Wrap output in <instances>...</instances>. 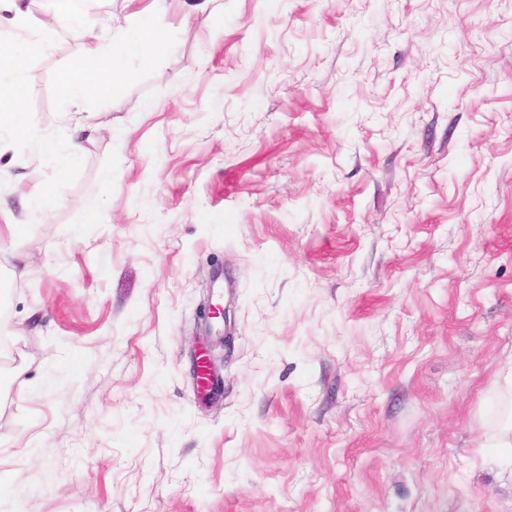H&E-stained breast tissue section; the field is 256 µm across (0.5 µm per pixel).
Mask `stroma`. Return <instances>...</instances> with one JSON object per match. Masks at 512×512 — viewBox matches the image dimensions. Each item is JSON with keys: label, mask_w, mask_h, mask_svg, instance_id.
<instances>
[{"label": "stroma", "mask_w": 512, "mask_h": 512, "mask_svg": "<svg viewBox=\"0 0 512 512\" xmlns=\"http://www.w3.org/2000/svg\"><path fill=\"white\" fill-rule=\"evenodd\" d=\"M150 3L98 0L83 37L39 0L32 136L0 139V512H512V448L485 445L512 360V0H171L155 66L73 133L62 78ZM41 136L77 141L64 178ZM197 344L198 348L194 350L195 361L193 377L199 394L211 401L217 398L218 393H215L211 386V380L213 379L215 372L210 357V349L207 345L203 346L201 341H198ZM199 363L201 365H198ZM198 379H200V381Z\"/></svg>", "instance_id": "obj_1"}]
</instances>
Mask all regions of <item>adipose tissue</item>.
Segmentation results:
<instances>
[{"label":"adipose tissue","mask_w":512,"mask_h":512,"mask_svg":"<svg viewBox=\"0 0 512 512\" xmlns=\"http://www.w3.org/2000/svg\"><path fill=\"white\" fill-rule=\"evenodd\" d=\"M114 43L105 47L91 62L76 74L65 77L60 90L71 106L77 107L89 96L97 93H109L115 96L124 91L123 75L131 62L151 66V49L167 44V33L154 27L146 20L132 17L119 26L113 36ZM11 69L8 82L0 81V102L8 101L6 109H0V131L16 138L31 135L25 112L19 103L28 93L25 80V56L21 49L9 51Z\"/></svg>","instance_id":"1"}]
</instances>
